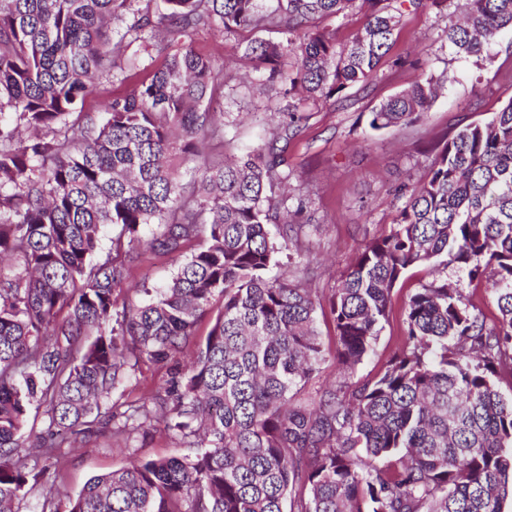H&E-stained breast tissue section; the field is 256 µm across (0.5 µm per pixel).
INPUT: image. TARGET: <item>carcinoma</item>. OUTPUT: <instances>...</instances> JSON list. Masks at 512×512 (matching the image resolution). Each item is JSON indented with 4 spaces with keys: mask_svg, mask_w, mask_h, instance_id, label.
I'll return each mask as SVG.
<instances>
[{
    "mask_svg": "<svg viewBox=\"0 0 512 512\" xmlns=\"http://www.w3.org/2000/svg\"><path fill=\"white\" fill-rule=\"evenodd\" d=\"M0 0V512L59 465L54 449L99 425L129 440L152 419L194 452L91 477L49 512H502L512 492V99L443 141L396 224L355 256L329 298L334 348L302 277L272 276L302 225L288 184V111L231 159L213 112L223 67L193 36H240L262 87L327 100L368 83L400 18L447 0ZM363 12L346 44L319 22ZM124 27L112 31V21ZM261 32L285 35L265 39ZM512 34V0H465L448 25L460 58ZM164 54L105 116L95 82ZM439 86L426 77L380 101L374 131L408 126ZM195 178L191 191L182 169ZM279 225L280 240L268 225ZM181 253L168 285L119 300L147 252ZM489 276L497 313L434 279L405 307L404 342L374 378L351 382L408 268ZM216 313L204 340L203 316ZM195 352L190 360L185 355ZM330 353L333 384L308 386ZM141 364L168 367L156 394L109 401ZM45 406L37 428L30 407ZM36 449L40 470L20 449Z\"/></svg>",
    "mask_w": 512,
    "mask_h": 512,
    "instance_id": "obj_1",
    "label": "carcinoma"
}]
</instances>
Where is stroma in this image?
Listing matches in <instances>:
<instances>
[{
	"label": "stroma",
	"instance_id": "obj_1",
	"mask_svg": "<svg viewBox=\"0 0 512 512\" xmlns=\"http://www.w3.org/2000/svg\"><path fill=\"white\" fill-rule=\"evenodd\" d=\"M450 9L430 8L404 16L395 42L367 85L341 97L301 101L296 134L288 143V169L294 187L289 210H300L303 230L291 244V268L316 270L310 286L318 305L317 327L332 341L328 298L354 256L372 238L388 233L406 198L400 186L422 179L435 156L433 147L472 122L491 118L512 100V38L502 37L478 60L460 59L448 46ZM198 50L224 65V139L208 141L211 153L260 144L275 114L288 101L276 91L243 87L242 74L251 66L236 37H222L211 27L198 29ZM434 76L442 90L428 112L413 126L379 132L369 127L372 108L382 99ZM178 259L154 255L130 277V300L145 301V289L164 287ZM432 268H410L402 286L392 293V310L373 352L358 364L352 380L376 376L402 339L405 302L410 293L432 279ZM180 439L169 434L163 420H153L148 436L124 441L111 428L79 437L63 449V462L48 485H36L15 503L16 512H40L46 486L59 495H76L92 476L125 466L134 458L181 455Z\"/></svg>",
	"mask_w": 512,
	"mask_h": 512
}]
</instances>
